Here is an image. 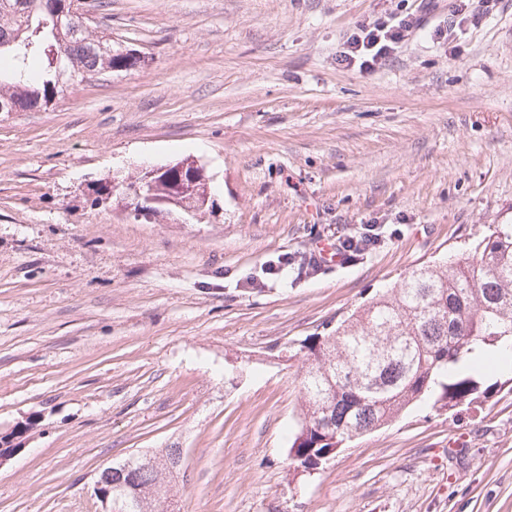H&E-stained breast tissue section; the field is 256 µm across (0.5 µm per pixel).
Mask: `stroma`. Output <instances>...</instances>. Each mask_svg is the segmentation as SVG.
Segmentation results:
<instances>
[{
  "label": "stroma",
  "instance_id": "stroma-1",
  "mask_svg": "<svg viewBox=\"0 0 512 512\" xmlns=\"http://www.w3.org/2000/svg\"><path fill=\"white\" fill-rule=\"evenodd\" d=\"M419 0H82L136 68L0 112V512H102L100 468L180 448L181 512H512V394L424 403L289 472L307 337L512 222V0L455 46L424 13L372 72L357 22ZM199 160L211 203L137 218L94 192ZM387 235L351 265L268 274L318 240ZM240 368L227 376L230 365ZM29 427L28 422H20L10 431L0 433V464L15 458L25 450L26 446L22 445L23 443L16 434L21 430L27 431ZM13 431H15V435L12 434Z\"/></svg>",
  "mask_w": 512,
  "mask_h": 512
}]
</instances>
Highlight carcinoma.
I'll list each match as a JSON object with an SVG mask.
<instances>
[{
  "instance_id": "obj_1",
  "label": "carcinoma",
  "mask_w": 512,
  "mask_h": 512,
  "mask_svg": "<svg viewBox=\"0 0 512 512\" xmlns=\"http://www.w3.org/2000/svg\"><path fill=\"white\" fill-rule=\"evenodd\" d=\"M111 36L86 28L77 37L35 6L0 0V101L47 110L67 92L60 72L88 80L143 62L111 55ZM302 418L293 432L288 466L308 469L336 454L358 431L380 428L413 405L479 406L512 377L495 378L481 362L512 368V223L494 224L468 254L450 264L419 266L395 288L341 321L324 336L305 339ZM120 461L112 494L124 512H160L178 473L147 457Z\"/></svg>"
}]
</instances>
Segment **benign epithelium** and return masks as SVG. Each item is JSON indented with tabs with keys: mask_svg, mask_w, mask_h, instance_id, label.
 <instances>
[{
	"mask_svg": "<svg viewBox=\"0 0 512 512\" xmlns=\"http://www.w3.org/2000/svg\"><path fill=\"white\" fill-rule=\"evenodd\" d=\"M43 7L48 9L60 21H68L81 29L89 26L91 17L80 12L76 0H45ZM206 170L194 160L182 161L173 165L151 167L144 170L135 181H124V194L134 201L133 213L147 216L168 212L179 208L188 214L196 212L192 206L200 187L208 184ZM29 429V423L20 422L13 431L0 433V464L7 462L25 450L17 432ZM112 487V469H100L94 481V494L104 510H118V506H109L108 498Z\"/></svg>",
	"mask_w": 512,
	"mask_h": 512,
	"instance_id": "obj_1",
	"label": "benign epithelium"
}]
</instances>
